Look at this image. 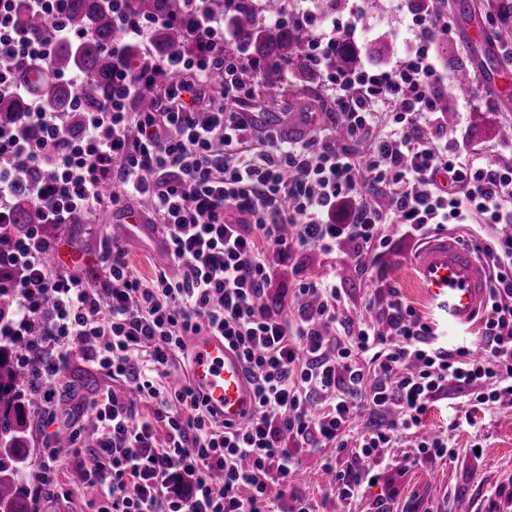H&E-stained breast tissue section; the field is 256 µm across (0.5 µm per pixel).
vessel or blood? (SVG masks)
Segmentation results:
<instances>
[{"label": "vessel or blood", "mask_w": 512, "mask_h": 512, "mask_svg": "<svg viewBox=\"0 0 512 512\" xmlns=\"http://www.w3.org/2000/svg\"><path fill=\"white\" fill-rule=\"evenodd\" d=\"M473 71L490 88L498 89L500 100L512 98V93L499 89L500 74L489 60L475 62ZM408 263L424 298L449 325L460 328L473 324L486 307L491 288L489 269L456 233L429 237L411 253ZM189 350V381L207 408L224 422L244 421L253 410L254 395L238 353L223 337L207 332L193 337Z\"/></svg>", "instance_id": "obj_1"}]
</instances>
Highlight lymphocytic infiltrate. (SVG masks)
<instances>
[{"label":"lymphocytic infiltrate","mask_w":512,"mask_h":512,"mask_svg":"<svg viewBox=\"0 0 512 512\" xmlns=\"http://www.w3.org/2000/svg\"><path fill=\"white\" fill-rule=\"evenodd\" d=\"M368 2L351 0L348 15L331 18L318 0H297L314 46L306 64L321 71L337 109L331 128L307 115L305 137L284 138L247 110L259 80L241 56L219 53L224 19L215 15L186 25L196 57L163 60L125 81L124 102L87 113L81 134L67 135L60 114L37 100L20 122L0 126V225L24 197L41 215L40 225L0 247V287L15 292L0 336L34 337L19 363L39 380L44 408L77 354L126 384L84 404L94 447L72 432L71 444L40 457L36 486L65 468L80 475L86 512H284L301 453L351 448L356 465L327 467L331 491L349 504L403 435L415 438L409 464L455 455L447 436L419 434L449 389L475 408L512 404V163L498 157L512 152V140L491 157L439 125L437 97L454 96L457 82L436 43L453 26L427 0H407L408 22L390 32L403 56L377 64L360 53L351 71L326 70L338 34L358 44ZM0 30V93L13 95L6 75L33 43L16 31L7 4ZM146 94L149 109L128 110ZM17 163L34 174L24 190L11 172ZM127 200L148 201L166 267L141 278L116 244L104 287L50 272L42 225ZM452 224L483 225L470 243L491 273L473 339L455 343L386 274L391 233L419 243ZM343 248L376 284L365 316L345 310L330 268L298 280L288 297L274 295L280 266ZM204 330L243 360L255 407L241 424L214 418L189 383H168L188 371L189 339ZM366 411L390 418L357 427Z\"/></svg>","instance_id":"1"}]
</instances>
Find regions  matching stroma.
Instances as JSON below:
<instances>
[{"label":"stroma","mask_w":512,"mask_h":512,"mask_svg":"<svg viewBox=\"0 0 512 512\" xmlns=\"http://www.w3.org/2000/svg\"><path fill=\"white\" fill-rule=\"evenodd\" d=\"M278 98L288 105L289 115L274 112L264 99L251 103L250 108L266 112L268 121L282 123L285 132L292 136L306 129L301 121L302 113L319 112L323 115V124L331 122L330 102L321 82L289 77ZM443 121L448 126L458 127L472 144L490 148L498 141V128L505 123L512 124V101L504 104L480 101L467 111L445 115ZM137 209V203L131 201L124 209L102 213L97 220L81 215L73 223L57 228L55 245L73 246L78 256L77 261L67 262V269L77 270L88 277L92 286L101 287L105 251L113 237L123 236L126 214ZM140 236V241L130 246L127 258L140 276L149 279L164 264L165 251L149 229H142ZM414 248L412 241L392 237L387 255L389 276L407 303L426 314L430 308L416 288L407 264V257ZM326 264L335 265L337 284L347 304L352 310H359L365 296L372 293L375 286L355 272L346 252L329 258L305 257L298 270L283 271L276 285L292 288L299 276L317 274ZM112 384L106 374L74 361L60 380L64 393L56 406L57 429L68 431L76 426L82 433H89L88 420L77 416L76 410ZM473 421V427L457 433L455 444L459 452L454 458H429L409 467L402 461L403 449H395L392 465L382 469L378 483L365 488L353 507H346L331 494L328 476L315 456L303 458L295 491L313 498L318 512H440L448 494L452 495L457 512H512V408L505 407L491 414L477 411ZM473 443L481 444V456L469 453L468 448Z\"/></svg>","instance_id":"1"}]
</instances>
